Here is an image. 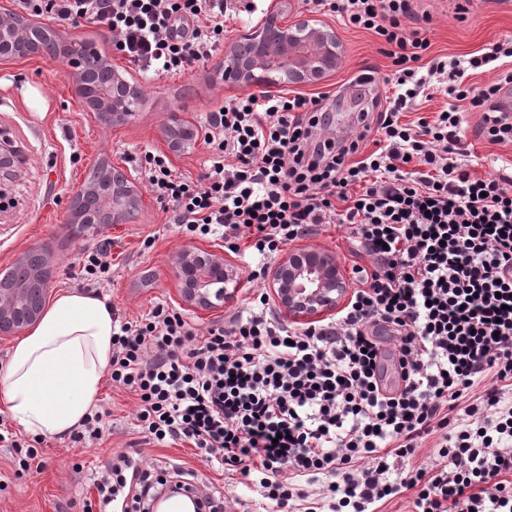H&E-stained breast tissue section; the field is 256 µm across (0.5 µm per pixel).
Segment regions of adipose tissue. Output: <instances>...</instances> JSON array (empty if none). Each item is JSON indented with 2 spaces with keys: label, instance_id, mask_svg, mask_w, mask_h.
I'll return each instance as SVG.
<instances>
[{
  "label": "adipose tissue",
  "instance_id": "adipose-tissue-1",
  "mask_svg": "<svg viewBox=\"0 0 512 512\" xmlns=\"http://www.w3.org/2000/svg\"><path fill=\"white\" fill-rule=\"evenodd\" d=\"M111 361V306L60 292L0 370V408L31 436L69 434L97 408Z\"/></svg>",
  "mask_w": 512,
  "mask_h": 512
}]
</instances>
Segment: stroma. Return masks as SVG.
<instances>
[{
	"mask_svg": "<svg viewBox=\"0 0 512 512\" xmlns=\"http://www.w3.org/2000/svg\"><path fill=\"white\" fill-rule=\"evenodd\" d=\"M419 11L429 22L423 33L431 46L426 59H464L490 51L512 36V0H419ZM323 23L334 27L342 43L341 66L316 85L276 87L279 95H322L328 120L345 129L350 118L371 109L370 98H358L352 80L363 74L376 80L374 92L385 95L382 83L391 70L382 39L371 32L338 25L326 15ZM224 55L216 48L212 57L191 70L156 77H138L143 98L133 119L121 126H106L89 112L69 82L64 58L48 56L0 61V139L11 140L20 150L23 164L11 187V202L0 211V273L13 268L33 251H46L47 298L64 290L84 286L79 257L110 241L112 288L106 301L127 318L148 313L156 303L166 302L200 329L223 325L245 296L246 281H239L233 298L215 309L190 307L181 301L172 267L177 254L198 247L223 252L222 238L192 240L174 232L167 224L164 201L143 192V206L136 223L96 224L85 233L74 234L67 222L68 205L81 189L89 170L99 161L138 173L145 150L167 154L176 173L198 176L204 170L208 150L204 144L179 152L171 151L165 128L179 115L202 126L206 113L225 101L247 95L245 87L217 84L210 74ZM466 128L459 149L476 156L474 172L483 176L493 170L492 157L512 154V142L491 143L481 131L482 114L461 102ZM154 236L151 248L142 245ZM300 246L335 254L343 272H351L358 258L350 251L343 229L328 225ZM101 407L111 411L112 434L107 442L73 443L71 437H47L41 445L40 470L16 472L13 451L0 447V512H99L97 492L87 480L89 470H104L114 453L129 449L140 452L154 465L153 477L169 478L182 472L184 480L204 487L209 494L224 491L226 479L208 468L198 449L186 443L158 446L145 442L136 428V406L126 392L103 384Z\"/></svg>",
	"mask_w": 512,
	"mask_h": 512,
	"instance_id": "1",
	"label": "stroma"
}]
</instances>
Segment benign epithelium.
<instances>
[{
  "instance_id": "obj_1",
  "label": "benign epithelium",
  "mask_w": 512,
  "mask_h": 512,
  "mask_svg": "<svg viewBox=\"0 0 512 512\" xmlns=\"http://www.w3.org/2000/svg\"><path fill=\"white\" fill-rule=\"evenodd\" d=\"M263 25L238 33L224 49V59L214 68L216 82H232L258 88L280 83L317 84L336 71L343 47L335 32L310 16H297L292 23L282 15L291 9L290 0H273ZM45 27L17 19L5 11L0 15V59L35 57L42 54L39 38ZM71 70L68 78L77 93L91 91L98 119L106 124L123 125L135 115L141 100L139 87L112 64L108 53L84 41L67 47ZM93 70L97 83H87ZM190 127L179 117L172 119L166 136L172 150L183 147L174 134ZM19 150L8 140L0 142V184L13 179ZM131 172L111 166L103 172L99 186L81 188L69 205L68 223L83 232L91 226L85 208L92 197L107 194L106 212L112 224H131L140 211L142 199L135 190ZM37 268H31L30 281L0 286V333H18L37 323L43 312L39 289L32 287ZM173 277L182 300L190 306L214 307L230 297L229 286L239 277L238 268L224 255L201 248L181 251L173 266ZM267 285L279 308L295 320L312 319L333 311L349 299V282L336 261V255L317 248H296L283 252L267 273Z\"/></svg>"
}]
</instances>
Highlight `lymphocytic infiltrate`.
<instances>
[{
    "instance_id": "1",
    "label": "lymphocytic infiltrate",
    "mask_w": 512,
    "mask_h": 512,
    "mask_svg": "<svg viewBox=\"0 0 512 512\" xmlns=\"http://www.w3.org/2000/svg\"><path fill=\"white\" fill-rule=\"evenodd\" d=\"M391 47L395 89L375 124L381 144L336 135L317 97L249 94L207 113L202 175L146 152L144 182L171 203L169 223L223 237L262 279L283 245L338 224L370 266L336 315L296 326L269 295L242 300L227 325L198 332L156 303L113 314L110 379L138 403L146 441L191 443L264 512H377L412 492V512H512V176H477L458 149L465 115L483 109L491 143L512 120L488 113L498 88L469 72L512 46L416 64L430 46L406 22L414 0H311ZM25 13L105 29L145 74L186 71L224 36V0H15ZM453 102L401 121L426 88ZM149 476L116 453L92 480L101 512H129Z\"/></svg>"
}]
</instances>
